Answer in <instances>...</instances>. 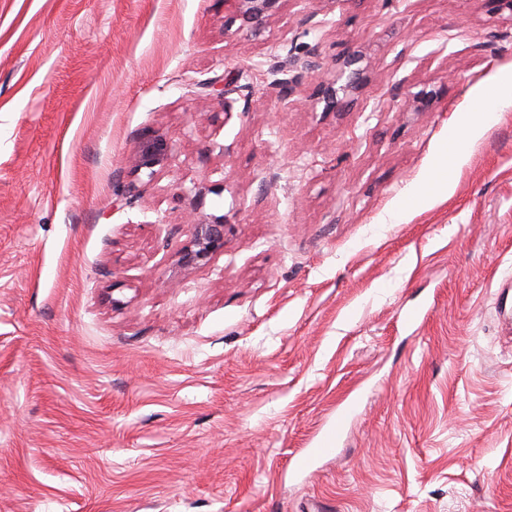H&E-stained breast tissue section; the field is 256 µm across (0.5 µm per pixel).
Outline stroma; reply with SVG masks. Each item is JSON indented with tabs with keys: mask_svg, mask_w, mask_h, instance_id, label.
Returning a JSON list of instances; mask_svg holds the SVG:
<instances>
[{
	"mask_svg": "<svg viewBox=\"0 0 512 512\" xmlns=\"http://www.w3.org/2000/svg\"><path fill=\"white\" fill-rule=\"evenodd\" d=\"M233 15L0 0V512H512V21ZM311 52L362 81L275 107L252 65ZM193 183L224 249L184 267ZM360 63L357 55L348 57L338 72V78L333 81L320 80L317 84V98L324 102L327 110L335 109L343 95L354 88L360 80L361 68L356 66ZM344 78L343 83L338 84ZM342 94V96H340ZM172 157L173 147L170 140L146 130L137 138L132 166L135 172L151 180L170 165Z\"/></svg>",
	"mask_w": 512,
	"mask_h": 512,
	"instance_id": "35a3bbf8",
	"label": "stroma"
}]
</instances>
